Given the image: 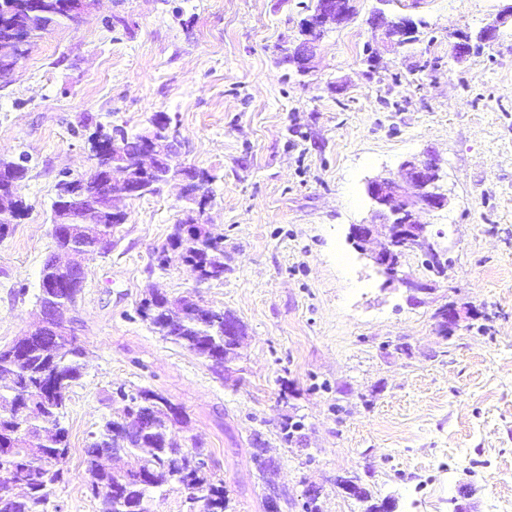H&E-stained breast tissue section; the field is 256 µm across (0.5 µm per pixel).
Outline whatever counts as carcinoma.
<instances>
[{
    "mask_svg": "<svg viewBox=\"0 0 512 512\" xmlns=\"http://www.w3.org/2000/svg\"><path fill=\"white\" fill-rule=\"evenodd\" d=\"M60 2L43 0L41 10L32 12L23 0H0L5 14L0 37L10 29H21L36 42L50 28L69 21ZM74 215L80 223L54 234L57 249L74 247L93 255L105 245L112 246L116 224L100 183L90 175L83 178L82 200ZM177 227L168 245L181 251L192 268L209 266L222 278L224 243L212 238L202 224L181 220ZM41 274L60 281L56 288L40 289L38 301L43 306L77 303L84 286L80 274L57 275L52 256ZM149 312L154 314L150 324L164 338L203 358L224 355V320L233 315L215 309L205 319L196 314L192 297L171 299L154 292L138 307L144 318ZM84 357L85 348L78 337L59 340L47 331L27 342L18 339L0 348V512H45L46 488L65 481L70 447L60 418L83 375ZM112 401L121 404L120 417L106 420L84 449L85 476L99 501L98 512H151V494L171 482L187 493L200 494L207 501V512H224V480L212 473H195L193 457L199 446L195 442L190 447L181 444L168 422L174 403L147 388L127 391L122 387L112 393ZM128 418L136 419L138 428L120 446L113 433ZM115 447L127 458L122 471L105 464ZM9 482L23 486L26 495L15 497L6 491Z\"/></svg>",
    "mask_w": 512,
    "mask_h": 512,
    "instance_id": "cac0c4a2",
    "label": "carcinoma"
}]
</instances>
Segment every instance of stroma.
<instances>
[{
	"mask_svg": "<svg viewBox=\"0 0 512 512\" xmlns=\"http://www.w3.org/2000/svg\"><path fill=\"white\" fill-rule=\"evenodd\" d=\"M506 0H352L325 33L310 73L280 55L300 38L302 0H99L77 23L43 34L0 81V156L26 154V216L0 240V347L38 320L53 251L61 173L88 175L87 138L135 134L167 113L187 145L182 164L208 172L206 230L224 239V275L197 284L180 252L159 267L187 207L177 184L124 201L112 250L85 261L77 302L84 375L62 424L69 475L48 512H98L82 465L117 388H148L183 407L224 481L226 512H365L340 479L397 512L512 505V28L454 62L450 32L474 33ZM408 14L417 42L393 51L372 34L376 10ZM377 55L366 61L367 51ZM438 158L447 208L421 214L448 258L446 275L408 254L416 291L385 285L348 241L371 222L369 179L398 176L414 155ZM196 295L237 317L246 336L223 367L164 339L137 308L151 290ZM474 306L454 334L449 304ZM300 423L282 441L285 420ZM262 441L274 461L259 475Z\"/></svg>",
	"mask_w": 512,
	"mask_h": 512,
	"instance_id": "stroma-1",
	"label": "stroma"
}]
</instances>
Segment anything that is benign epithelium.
I'll return each instance as SVG.
<instances>
[{"mask_svg":"<svg viewBox=\"0 0 512 512\" xmlns=\"http://www.w3.org/2000/svg\"><path fill=\"white\" fill-rule=\"evenodd\" d=\"M351 16V0H317L316 7L301 22V40L289 53L298 73L306 74L311 69L314 49L319 43L315 36L325 33L331 26L339 27L347 23ZM509 24H512V4L499 11L474 37L467 33H454L451 35L454 39L453 58L462 60L468 57L476 42L486 44L497 40L501 28ZM370 27L374 31H382L394 50L413 43L418 32L417 23L412 18L401 16L389 19L382 10L372 15ZM30 50L31 45L22 34L15 35L8 43L0 46V78H8ZM99 142L112 148V162L104 163L100 157L93 156L96 160L93 173L100 175L106 186L121 188L119 192L108 194L113 220L124 224L128 219L127 212L119 208L118 202L140 197L147 185L163 186L173 180L181 183L182 197H189L195 202L193 222H199V217L205 214L209 198L204 195L201 187L206 176L178 162L183 154L184 141L169 116L157 114L151 120L150 127L139 133L134 148L130 147L129 135L117 131L100 137ZM11 164L21 170L22 175L8 186L0 187V215L3 214L1 208L6 206L8 200H17V186L27 173L22 159H13ZM401 168V182L388 176H377L367 182V195L377 220L370 224L350 225L349 240L358 252L367 256L385 275L387 281L401 282L422 290L423 284L401 276L402 259L407 248H416L428 254L438 270L447 268L445 253L435 248L428 225L420 223L417 214L445 209L448 207V196L438 186L441 168L433 156H412L402 162ZM114 170L120 171L122 177L114 178ZM70 205L69 200L57 203L52 228L74 223ZM72 310V306L40 308L41 319L33 329L26 332V336H33L44 329H50L58 336L71 335L74 319L66 317V313ZM461 320V310L450 305L441 314L440 326L451 335L458 329Z\"/></svg>","mask_w":512,"mask_h":512,"instance_id":"benign-epithelium-1","label":"benign epithelium"}]
</instances>
